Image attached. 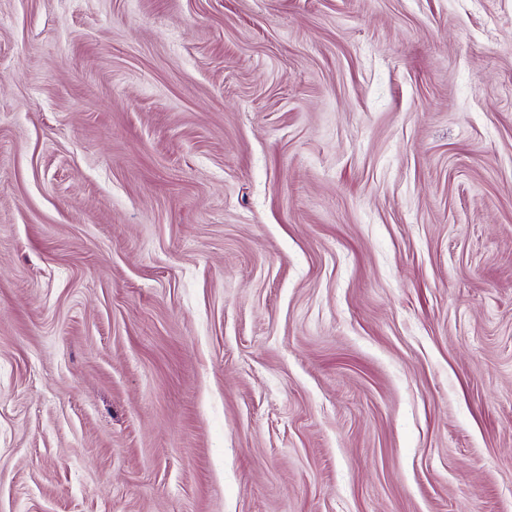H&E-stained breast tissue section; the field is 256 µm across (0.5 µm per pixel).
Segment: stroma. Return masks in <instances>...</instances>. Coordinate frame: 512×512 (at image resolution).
I'll return each instance as SVG.
<instances>
[{"label": "stroma", "mask_w": 512, "mask_h": 512, "mask_svg": "<svg viewBox=\"0 0 512 512\" xmlns=\"http://www.w3.org/2000/svg\"><path fill=\"white\" fill-rule=\"evenodd\" d=\"M0 512H512V0H0Z\"/></svg>", "instance_id": "obj_1"}]
</instances>
